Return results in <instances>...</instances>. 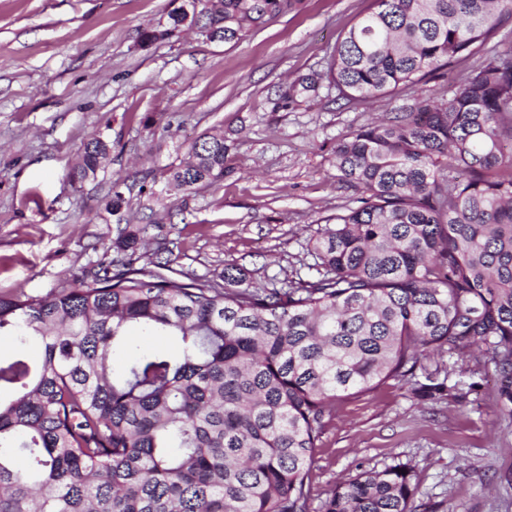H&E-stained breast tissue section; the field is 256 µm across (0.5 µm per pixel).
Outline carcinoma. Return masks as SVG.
I'll return each instance as SVG.
<instances>
[{"label": "carcinoma", "mask_w": 512, "mask_h": 512, "mask_svg": "<svg viewBox=\"0 0 512 512\" xmlns=\"http://www.w3.org/2000/svg\"><path fill=\"white\" fill-rule=\"evenodd\" d=\"M301 0H188L226 42ZM512 0H374L322 73L343 97L381 98L455 58L472 66L441 100L420 98L336 143V179L359 206L326 220L317 277L256 287L173 267L150 225L112 230L91 281L39 297L0 294V512H310L316 448L336 400L404 381L459 404L431 359L491 356L496 404L512 418V48L483 46ZM110 151L83 142L73 183ZM224 176V138L204 136L167 184L189 195ZM128 205L113 182L105 210ZM171 336L175 352H139ZM40 350L38 359L28 349ZM408 462L360 470L320 512H436Z\"/></svg>", "instance_id": "cac0c4a2"}]
</instances>
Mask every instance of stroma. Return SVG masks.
I'll list each match as a JSON object with an SVG mask.
<instances>
[{
	"label": "stroma",
	"mask_w": 512,
	"mask_h": 512,
	"mask_svg": "<svg viewBox=\"0 0 512 512\" xmlns=\"http://www.w3.org/2000/svg\"><path fill=\"white\" fill-rule=\"evenodd\" d=\"M183 0H0V292L49 294L83 275L111 245L116 222L157 225L180 268L249 281L315 276L312 245L327 218L356 207L339 182L336 143L422 96L447 97L471 65L426 77L381 99L336 89L286 100L300 76L323 70L337 39L373 0H302L237 42L207 41L169 15ZM159 37L143 45V30ZM111 149L96 179L67 177L83 141ZM224 137V176L191 196L169 191L171 166L203 135ZM131 195L104 213L114 179ZM101 210L87 224V210ZM450 380L479 382L466 403L423 402L404 382L338 401L312 471L311 512L357 469L399 459L421 476L420 501L441 512H512V419L495 406L494 365L441 360Z\"/></svg>",
	"instance_id": "stroma-1"
}]
</instances>
